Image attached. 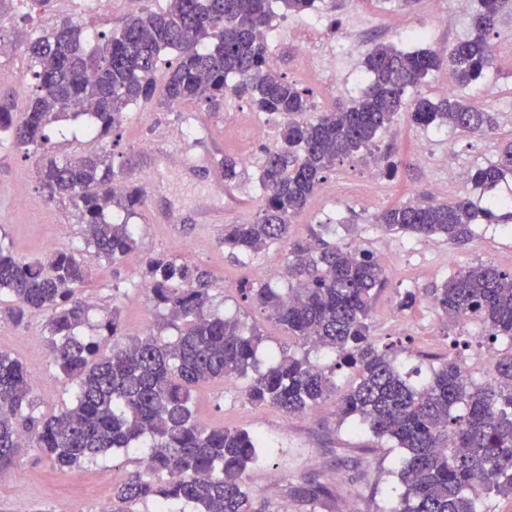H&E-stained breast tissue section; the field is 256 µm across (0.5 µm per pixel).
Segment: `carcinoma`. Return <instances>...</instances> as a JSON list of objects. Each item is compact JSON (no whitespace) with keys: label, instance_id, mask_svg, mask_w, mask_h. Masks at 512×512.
I'll list each match as a JSON object with an SVG mask.
<instances>
[{"label":"carcinoma","instance_id":"1","mask_svg":"<svg viewBox=\"0 0 512 512\" xmlns=\"http://www.w3.org/2000/svg\"><path fill=\"white\" fill-rule=\"evenodd\" d=\"M273 0H168L159 12L130 16L94 45L79 26L66 22L26 43L37 83L24 110L0 101V136L25 154L39 155L37 175L52 200L75 207L84 224V248L26 260L0 241V297L11 299L9 316L47 314L54 362L75 385L72 403L57 414L37 411L23 363L0 351V473L29 449L61 470L109 450L135 448L151 439L143 467L112 491L130 507L154 500L155 512L181 503L195 512H270L249 485L248 470L271 454L264 439L238 428L209 427L195 416L194 388L203 382L245 378L247 399L289 416L302 415L336 395L335 369L287 352L268 355L260 370L262 336L245 333L234 319L210 311L212 281L175 258H151L144 282L156 306L168 310L178 332L165 342L150 334L127 336L120 308L112 304L99 329L112 339L80 335L89 304L78 290L90 276V257L115 261L137 248L136 229L111 222L115 207L134 215L146 203L143 186L112 167L111 152L59 157L46 148L48 125L87 104V134L104 141L121 126L130 106L160 94L168 108L206 102L213 109L227 96L246 99L257 112L281 119L279 145L264 151L259 166L260 204L244 224L224 225L219 246L248 258L272 244L286 247L287 287L268 283L243 288L267 316L310 348L339 354L336 366L357 378L337 401L342 419L354 418L377 438L403 450L404 491L390 512H478L471 494L483 478L488 492L512 493V354L499 359L494 384L478 386L455 362H445L430 382L415 388L395 365L392 347L371 336L369 316L387 274L373 253L344 243L293 240L292 219L310 204L325 174L344 158L375 146L395 117L417 127L452 126L482 135L495 116L457 95L433 102L407 97L443 65L434 50L404 51L375 45L364 59L368 84L361 96L330 111L316 112L310 91L268 68V28ZM512 0H478L472 34L448 52L459 87L476 83L490 65V36ZM173 53L161 88L154 75ZM224 182L240 180V161L224 156ZM512 174V143L497 162L478 167L472 186L488 190ZM512 220V199L490 198L482 207L468 197L439 204L408 201L382 211L376 224L389 232L441 237L454 243L472 235V225ZM429 298L444 319H469L485 329L483 339L512 344V271L479 264L451 275Z\"/></svg>","mask_w":512,"mask_h":512}]
</instances>
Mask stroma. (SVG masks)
Listing matches in <instances>:
<instances>
[{"mask_svg": "<svg viewBox=\"0 0 512 512\" xmlns=\"http://www.w3.org/2000/svg\"><path fill=\"white\" fill-rule=\"evenodd\" d=\"M165 5L166 0H112L111 11L90 16L83 28L88 34H109L128 16ZM444 6L455 17L448 29L433 26L425 0H417L411 10L403 8L401 0H318L309 44L319 57L341 55L331 75L298 67L293 33L303 18L285 14L278 5L266 31L270 56L279 73L311 88L316 108L326 111L359 95L363 60L375 44L444 53L467 38L476 0H444ZM35 13L26 0H11L0 20V37L21 47L18 54L0 58V68L17 74L16 80L0 81V96L13 97L20 109L34 84L33 65L22 47L38 35ZM491 43L492 61L481 82L462 88L449 83V72L442 69L417 92L431 99L449 92L489 105L497 118L493 130L477 138L459 128L423 129L394 121L381 132L376 149L345 159L328 172L310 206L293 223L296 238L314 239L323 225L332 224L338 240L374 253L386 270L388 286L373 302L371 333L378 343L394 344L396 364L418 386L428 382L442 361L467 359L464 340L483 333L480 324L442 319L427 305L425 290L479 263L512 269V234L500 224H480L467 242L454 244L383 231L374 217L409 200L449 203L467 195L480 201V192L470 182L472 172L497 161L502 143L512 140V18L500 20ZM89 122L83 116L52 124L46 131L50 150L71 155L93 149L85 134ZM279 125L277 116L256 112L238 99L225 101L217 110L199 102L169 110L155 100L129 108L112 145V163L144 186L147 201L130 219L137 229L134 260L92 261V275L81 291L92 303L82 335L99 336L101 320L117 305L126 334L173 339L177 331L167 324L164 308L155 306L139 287L145 261L167 256L213 275L212 311L262 334L261 351L301 353L294 338L241 294L242 289L278 280L283 247L275 244L238 261L218 245L225 225L252 220L259 204L258 166L245 168L239 182L228 185L224 157L240 156L253 145L275 147ZM145 140L150 149H142ZM388 151L399 162L393 173L386 169ZM443 155L448 158L444 169L437 165ZM217 211L223 212V223H204L205 213ZM0 238L28 260L48 256L52 241L61 250L83 245L77 211L69 203L49 199L37 178L35 156L8 144H0ZM408 290L416 292L418 300L412 308L398 310L400 295ZM0 350L17 357L34 378L39 411L53 414L71 403L73 386L55 367L44 315H29L18 325L0 310ZM244 386L237 378L200 386L194 392L195 409L209 426L245 428L273 445L271 460L249 472L250 485L266 498L271 512H390L396 505L402 491L397 475L400 449L367 429L340 421L335 401L298 418L252 405ZM141 457L138 451L110 452L73 473L59 471L28 451L10 478L0 480V512H96L100 503L110 502L113 485L139 469ZM313 482L326 492L311 502L300 490Z\"/></svg>", "mask_w": 512, "mask_h": 512, "instance_id": "obj_1", "label": "stroma"}]
</instances>
